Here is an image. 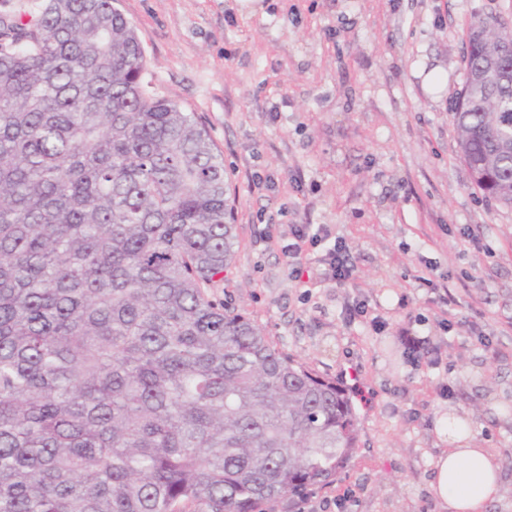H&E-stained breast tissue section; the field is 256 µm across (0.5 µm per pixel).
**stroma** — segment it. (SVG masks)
<instances>
[{"label": "stroma", "instance_id": "obj_1", "mask_svg": "<svg viewBox=\"0 0 512 512\" xmlns=\"http://www.w3.org/2000/svg\"><path fill=\"white\" fill-rule=\"evenodd\" d=\"M262 4L250 16L237 0H116L153 91L224 156L235 255L210 298L321 376L360 371L367 416L346 468L301 508L271 510L439 512L429 463L453 412L498 449L489 512H512V209L472 185L452 124L469 27L512 19V0ZM297 224L329 233L298 279L283 253ZM337 239L353 266L342 285L323 262ZM414 340L437 367L411 356Z\"/></svg>", "mask_w": 512, "mask_h": 512}]
</instances>
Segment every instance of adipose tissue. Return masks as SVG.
Masks as SVG:
<instances>
[{
    "instance_id": "1",
    "label": "adipose tissue",
    "mask_w": 512,
    "mask_h": 512,
    "mask_svg": "<svg viewBox=\"0 0 512 512\" xmlns=\"http://www.w3.org/2000/svg\"><path fill=\"white\" fill-rule=\"evenodd\" d=\"M501 468L494 449L470 443L469 432H449L448 446L432 461L428 483L442 512H487L502 497Z\"/></svg>"
}]
</instances>
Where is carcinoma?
<instances>
[{"label":"carcinoma","instance_id":"carcinoma-1","mask_svg":"<svg viewBox=\"0 0 512 512\" xmlns=\"http://www.w3.org/2000/svg\"><path fill=\"white\" fill-rule=\"evenodd\" d=\"M469 31L467 70L495 53ZM145 71L114 0L0 17V512H264L356 448L346 390L207 294L224 159ZM453 121L511 208L512 81Z\"/></svg>","mask_w":512,"mask_h":512}]
</instances>
